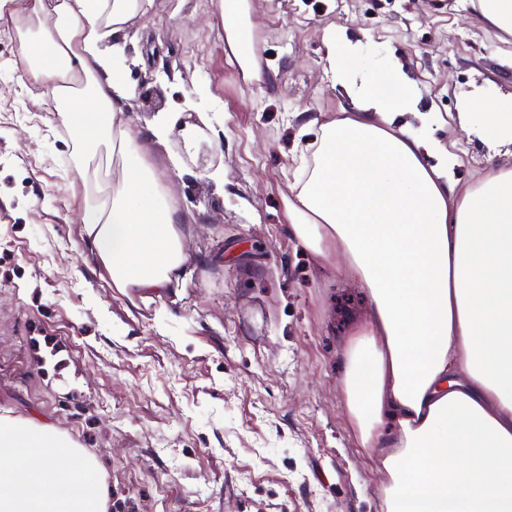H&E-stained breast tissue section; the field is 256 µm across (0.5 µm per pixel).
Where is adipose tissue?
Masks as SVG:
<instances>
[{
  "instance_id": "1",
  "label": "adipose tissue",
  "mask_w": 512,
  "mask_h": 512,
  "mask_svg": "<svg viewBox=\"0 0 512 512\" xmlns=\"http://www.w3.org/2000/svg\"><path fill=\"white\" fill-rule=\"evenodd\" d=\"M0 0L29 62V92L50 95L78 154L88 260L117 292L144 298L186 281L183 215L170 193L176 154L159 155L165 114L129 116L119 75L127 30L145 0ZM232 55L255 68L249 0H223ZM332 76L356 102L329 114L300 150L284 196L285 232L312 256L341 254L370 314L349 316L342 384L353 433L388 479L384 512H512V168L473 183L434 164L394 122L416 95L384 67L356 79L355 47L324 37ZM390 83L391 95L380 94ZM492 141L512 137V95L466 113ZM115 167L96 165L99 152ZM93 456L54 426L0 416V512H108Z\"/></svg>"
}]
</instances>
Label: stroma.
Listing matches in <instances>:
<instances>
[{
	"label": "stroma",
	"instance_id": "obj_1",
	"mask_svg": "<svg viewBox=\"0 0 512 512\" xmlns=\"http://www.w3.org/2000/svg\"><path fill=\"white\" fill-rule=\"evenodd\" d=\"M261 79L224 67L221 0H151L130 29L157 45L164 111L192 95L209 112L223 186L174 178L187 279L147 300L107 288L86 263L71 184L75 151L51 133L50 96L28 94L16 33L0 24V415L34 418L101 462L112 512H380L385 477L351 432L339 341L368 314L286 235L293 147L312 118L353 99L323 73L325 29L400 68L418 110L404 124L456 156L454 178L511 168L461 113L512 93V61L474 7L452 0H254Z\"/></svg>",
	"mask_w": 512,
	"mask_h": 512
}]
</instances>
